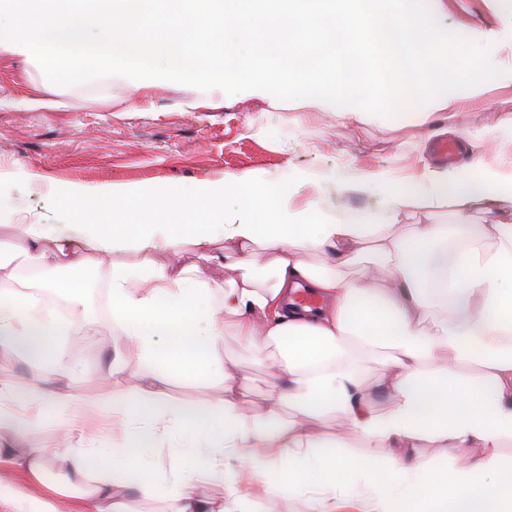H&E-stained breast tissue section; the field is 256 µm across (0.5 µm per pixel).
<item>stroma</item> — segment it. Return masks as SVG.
Here are the masks:
<instances>
[{"mask_svg":"<svg viewBox=\"0 0 512 512\" xmlns=\"http://www.w3.org/2000/svg\"><path fill=\"white\" fill-rule=\"evenodd\" d=\"M437 19L453 33L472 27L512 31V18L498 14L492 0H442ZM505 96H512V85L493 80L483 95L461 105L456 124L474 139L496 135L504 113L492 103ZM435 130V124L413 119L340 125L327 109L258 97L241 100L219 89L199 100L181 86L150 83L133 92L116 81L108 93L83 94L48 82L33 59L2 53L0 163L33 170L46 185L6 189L0 241L25 245L16 227L54 209L46 189L54 181L192 185L254 170L271 174L300 170L317 176L332 172L335 180L321 186L327 207L348 215L378 216L384 203L361 184V172L390 170L408 177L426 160L442 171L464 162L461 153L451 162L437 157ZM111 343L103 328L89 338H65L67 365L58 374L61 385L91 398L102 397L111 388L133 389L138 383L134 372L142 367L133 355L127 359L129 373L113 378L111 387L100 383ZM218 362L226 375L249 379L248 400L239 408L245 421L263 415L270 393L284 384L270 376L234 329L226 331ZM311 432L360 455L387 451L356 430L340 429L332 419L314 424ZM0 475L9 480L0 489V512H55L62 506L82 512L84 508L80 488L66 485L55 474L38 479L1 462Z\"/></svg>","mask_w":512,"mask_h":512,"instance_id":"35a3bbf8","label":"stroma"}]
</instances>
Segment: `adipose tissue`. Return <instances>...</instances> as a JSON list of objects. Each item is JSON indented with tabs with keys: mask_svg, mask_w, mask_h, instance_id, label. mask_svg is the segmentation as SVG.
Instances as JSON below:
<instances>
[{
	"mask_svg": "<svg viewBox=\"0 0 512 512\" xmlns=\"http://www.w3.org/2000/svg\"><path fill=\"white\" fill-rule=\"evenodd\" d=\"M468 159L452 173L424 165L403 182L391 172L367 185L382 195L383 218L346 217L317 200L297 203L309 177L245 172L195 185L81 182L49 184L52 217L19 225L25 248L0 245V271L13 281L0 292V353L48 362L23 389L0 382V457L42 475L49 460L67 462V480L97 478L84 512H136L137 499L159 488L154 456L166 450L176 466L167 485L168 512H248L258 493L301 497L307 512H512V168L501 156L512 146V116L502 135L477 147L450 125ZM432 193H418L422 183ZM463 205L493 201L499 218L470 223L461 209L451 224L421 220L396 234L402 214L448 198ZM160 250L194 252V267L150 263L137 269L89 263L87 255ZM325 255L326 265L308 262ZM391 261L387 276L344 271L364 254ZM225 269L223 279L207 266ZM307 287L317 308L298 307L292 294ZM105 327L114 345L147 363L134 392L88 399L63 389L54 367L61 337ZM254 346L259 360L283 373L266 415L245 423L236 407L246 381L216 377L215 354L227 328ZM480 374L465 380L434 364L440 350ZM393 371L400 400L374 413L363 373ZM214 379L220 391L205 408L170 403L173 379ZM294 408L283 418L282 407ZM340 415L363 437L401 448L422 439L480 449L414 459L358 457L312 441L314 421ZM106 418L110 427L92 429ZM119 425L128 446L112 442ZM53 426L57 443L16 456L26 429ZM275 448L272 456L255 447ZM221 454L242 468L225 472ZM223 483L222 500L195 495L200 473Z\"/></svg>",
	"mask_w": 512,
	"mask_h": 512,
	"instance_id": "1",
	"label": "adipose tissue"
}]
</instances>
